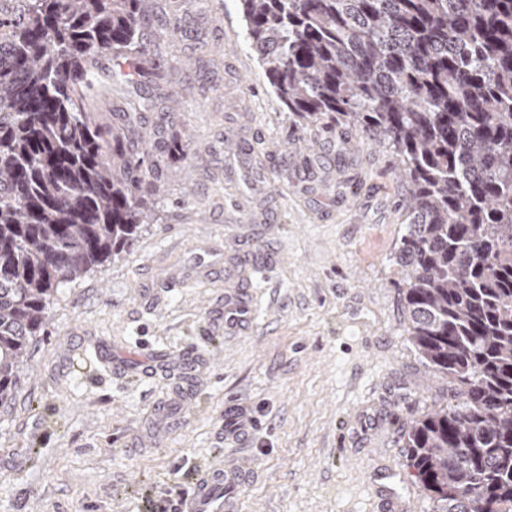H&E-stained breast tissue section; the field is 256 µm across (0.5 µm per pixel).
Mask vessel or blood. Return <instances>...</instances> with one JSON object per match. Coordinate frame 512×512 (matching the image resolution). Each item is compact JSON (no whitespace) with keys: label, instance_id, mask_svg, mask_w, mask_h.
I'll list each match as a JSON object with an SVG mask.
<instances>
[{"label":"vessel or blood","instance_id":"b4317fda","mask_svg":"<svg viewBox=\"0 0 512 512\" xmlns=\"http://www.w3.org/2000/svg\"><path fill=\"white\" fill-rule=\"evenodd\" d=\"M254 320L250 301L242 296L224 297V325L244 329ZM256 428L255 420L225 426L227 437L236 441L238 448L224 465L206 468L197 473L189 491L183 492L176 503V512H241V492L245 480L255 469V460L246 444Z\"/></svg>","mask_w":512,"mask_h":512}]
</instances>
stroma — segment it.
I'll return each mask as SVG.
<instances>
[{
    "instance_id": "stroma-1",
    "label": "stroma",
    "mask_w": 512,
    "mask_h": 512,
    "mask_svg": "<svg viewBox=\"0 0 512 512\" xmlns=\"http://www.w3.org/2000/svg\"><path fill=\"white\" fill-rule=\"evenodd\" d=\"M155 2L140 32L151 75L118 80L96 58L93 104L108 125L117 106L152 102L156 220L104 272L59 288L0 408V512H146L230 458L224 422L241 405L261 423L242 512H380L378 451L411 512H430L404 435L454 389L403 323L398 158L347 125L301 129L239 35L237 0ZM230 286L256 309L244 335L224 331ZM151 353L164 363L147 372ZM178 354L197 365L190 381L167 361Z\"/></svg>"
}]
</instances>
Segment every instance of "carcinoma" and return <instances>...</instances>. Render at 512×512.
<instances>
[{
    "label": "carcinoma",
    "instance_id": "obj_1",
    "mask_svg": "<svg viewBox=\"0 0 512 512\" xmlns=\"http://www.w3.org/2000/svg\"><path fill=\"white\" fill-rule=\"evenodd\" d=\"M238 2L295 122L348 124L400 159L406 331L456 389L410 426V476L430 512H512V0ZM150 4L30 0L0 17V404L58 288L151 219L150 152L131 141L147 104L112 127L88 107L94 58L141 75Z\"/></svg>",
    "mask_w": 512,
    "mask_h": 512
}]
</instances>
